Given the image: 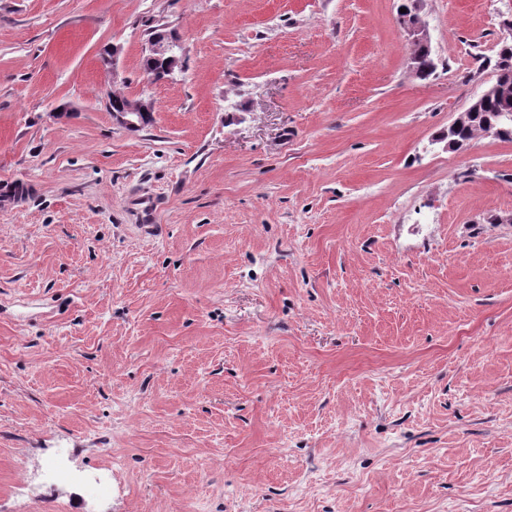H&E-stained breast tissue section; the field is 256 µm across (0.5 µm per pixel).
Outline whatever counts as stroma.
<instances>
[{
    "label": "stroma",
    "mask_w": 512,
    "mask_h": 512,
    "mask_svg": "<svg viewBox=\"0 0 512 512\" xmlns=\"http://www.w3.org/2000/svg\"><path fill=\"white\" fill-rule=\"evenodd\" d=\"M402 2L0 0V512H512V0ZM407 2L408 3H403L400 8H406V6H408L409 9H406V13L407 11H411V14H417V4L419 1L414 0ZM406 13H400V24L402 25L406 40L411 46V52L407 58L406 69L409 75L414 76L418 67V58L414 53V49L419 45H429L431 38L426 26L420 22L419 17H417V19H410ZM148 44L147 56L165 62V68L152 76V80L165 81L181 63L183 54L181 39H174L166 33H161L149 38ZM500 93L501 86L499 85V81L495 78L490 83L485 85L482 90L471 99L468 106L462 112H460L456 118L448 125V133H445L442 139L443 141L446 140V150L457 149L452 136V132L462 117L467 112H474L475 110L481 108L486 99L499 97ZM507 101L508 96H501L499 99H493L489 101L484 110L480 112H474V114L467 119L465 125L461 127L457 133L456 138L458 140V149L466 147L474 139L475 132H477L481 126L488 121V119H491L493 114L500 112L501 109L505 107ZM109 111L112 117L122 126L127 128H139L149 121L154 108L151 104L134 103L126 98V104L120 111L112 110V97L108 101Z\"/></svg>",
    "instance_id": "1"
}]
</instances>
